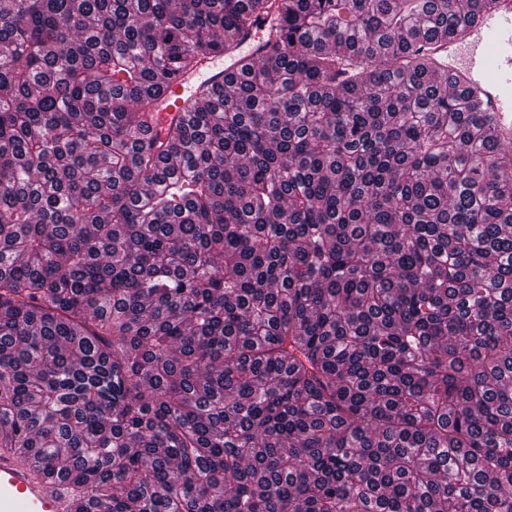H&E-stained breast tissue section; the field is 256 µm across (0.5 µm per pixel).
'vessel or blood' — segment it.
Returning a JSON list of instances; mask_svg holds the SVG:
<instances>
[{
    "label": "vessel or blood",
    "instance_id": "vessel-or-blood-1",
    "mask_svg": "<svg viewBox=\"0 0 512 512\" xmlns=\"http://www.w3.org/2000/svg\"><path fill=\"white\" fill-rule=\"evenodd\" d=\"M433 52L442 76L480 92L499 128L512 129V0H500L495 11L482 14L466 40L435 44ZM237 68L218 54L200 76L179 75L160 99L153 134H163L202 86L223 82ZM69 504L65 484L48 482L31 462L0 448V512H70Z\"/></svg>",
    "mask_w": 512,
    "mask_h": 512
}]
</instances>
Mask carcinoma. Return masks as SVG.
<instances>
[{
  "instance_id": "1",
  "label": "carcinoma",
  "mask_w": 512,
  "mask_h": 512,
  "mask_svg": "<svg viewBox=\"0 0 512 512\" xmlns=\"http://www.w3.org/2000/svg\"><path fill=\"white\" fill-rule=\"evenodd\" d=\"M495 4L0 0V448L71 512H512V137L422 53ZM238 68L234 59L226 58L225 54H217L208 60V65L203 74H180L162 95L159 102L158 121L152 128L150 136L163 137L164 129L172 121L184 112L186 106L199 94L203 85L219 82L224 84V75L236 72Z\"/></svg>"
}]
</instances>
